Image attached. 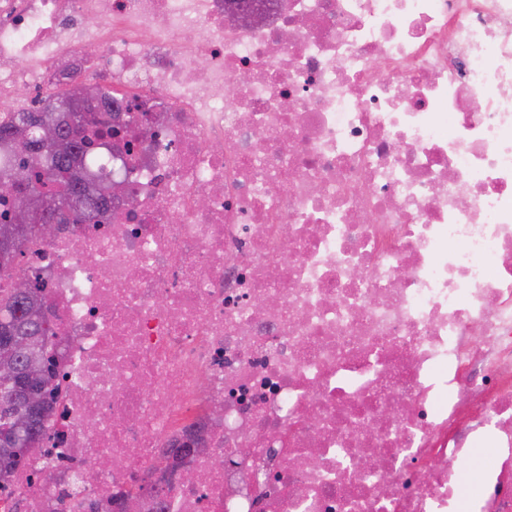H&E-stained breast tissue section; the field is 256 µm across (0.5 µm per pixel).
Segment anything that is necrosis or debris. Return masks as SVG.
<instances>
[{
  "label": "necrosis or debris",
  "mask_w": 512,
  "mask_h": 512,
  "mask_svg": "<svg viewBox=\"0 0 512 512\" xmlns=\"http://www.w3.org/2000/svg\"><path fill=\"white\" fill-rule=\"evenodd\" d=\"M249 2L0 0L1 108L142 124L22 248L60 377L0 512H512V0ZM492 450L490 448H477L464 468V483L468 490L475 489L480 483V473L483 467L489 463Z\"/></svg>",
  "instance_id": "obj_1"
}]
</instances>
